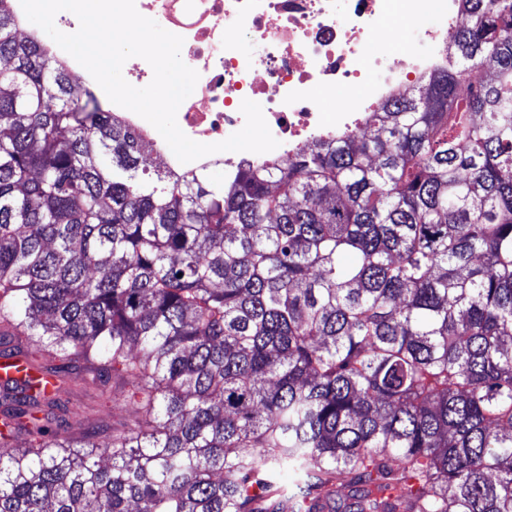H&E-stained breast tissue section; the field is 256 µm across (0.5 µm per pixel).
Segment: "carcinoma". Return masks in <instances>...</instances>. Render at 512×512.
Masks as SVG:
<instances>
[{"label":"carcinoma","instance_id":"cac0c4a2","mask_svg":"<svg viewBox=\"0 0 512 512\" xmlns=\"http://www.w3.org/2000/svg\"><path fill=\"white\" fill-rule=\"evenodd\" d=\"M464 9L374 136L216 183L0 0V356L54 380L0 390V512H512V0ZM72 374L136 412L53 425ZM31 38L37 41L45 52H48L57 58L68 71L79 72L81 74L82 83L87 89L91 90L97 84L89 72L83 68L73 57L63 51L49 36L43 34H33Z\"/></svg>","mask_w":512,"mask_h":512}]
</instances>
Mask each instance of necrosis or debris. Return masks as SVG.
I'll list each match as a JSON object with an SVG mask.
<instances>
[{"mask_svg":"<svg viewBox=\"0 0 512 512\" xmlns=\"http://www.w3.org/2000/svg\"><path fill=\"white\" fill-rule=\"evenodd\" d=\"M138 12L183 39L181 52L199 79L195 98L177 112L192 140L212 144L241 130L243 100L258 103L279 145L266 153L218 152L181 163L161 136L136 113L112 104L114 121L141 135L150 155L174 171L242 162H270L317 138L357 139L366 113L392 97L423 86L448 67V35L462 23L461 0H135ZM435 15V26L423 24ZM408 21L391 56L373 43L395 19ZM360 86L356 104L326 113L315 90Z\"/></svg>","mask_w":512,"mask_h":512,"instance_id":"1","label":"necrosis or debris"}]
</instances>
